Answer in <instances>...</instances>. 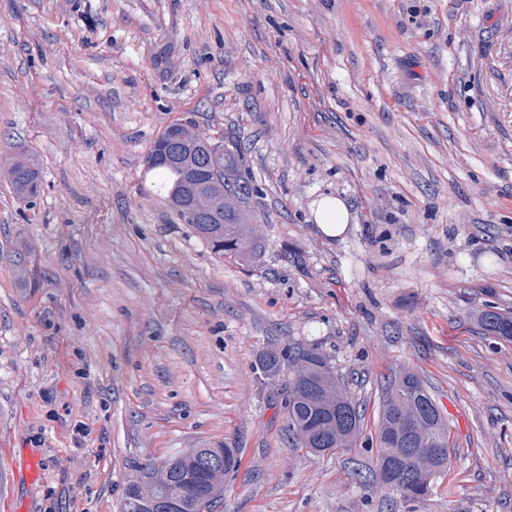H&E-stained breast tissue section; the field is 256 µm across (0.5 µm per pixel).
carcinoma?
I'll return each mask as SVG.
<instances>
[{"instance_id": "1", "label": "carcinoma", "mask_w": 512, "mask_h": 512, "mask_svg": "<svg viewBox=\"0 0 512 512\" xmlns=\"http://www.w3.org/2000/svg\"><path fill=\"white\" fill-rule=\"evenodd\" d=\"M240 149L216 147L212 165L224 168V185L206 190L224 193V223L194 224L187 213L175 209L179 220L189 225L214 252L234 261L248 262L259 248L255 225L251 224L248 201L256 187L239 168ZM167 175V198L181 187L185 168L155 165ZM18 197L37 195L39 174L28 158H15L4 172ZM480 327L503 340H512V315L484 310L478 315ZM303 359L305 373L294 363ZM260 371L275 376L287 371L288 438L315 455L349 448L362 426L363 411L345 383L336 375L327 357L314 346L272 348L261 355ZM442 451V470L449 462L448 427L435 400L421 379L405 373L383 389L377 422L376 463L399 455L406 448H427L429 441ZM231 472L241 465L237 448H181L158 460L135 467L122 499L121 512H153L156 501L168 497L178 502L179 512H210L224 498V464ZM407 502L423 500L429 487L419 481L416 467L410 465L401 481L392 486Z\"/></svg>"}]
</instances>
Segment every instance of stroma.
Returning a JSON list of instances; mask_svg holds the SVG:
<instances>
[{"mask_svg": "<svg viewBox=\"0 0 512 512\" xmlns=\"http://www.w3.org/2000/svg\"><path fill=\"white\" fill-rule=\"evenodd\" d=\"M181 121L242 147L251 264L146 164ZM13 156L41 189L0 176V512H119L135 465L202 443L241 451L215 512H512V341L476 322L512 313V0H0ZM297 345L363 404L353 447L289 442L257 366ZM407 371L450 435L415 504L354 478ZM18 197L30 199L37 195L39 174L35 163L28 158H15L4 172ZM31 197V198H33ZM349 210L344 200L336 196H322L314 210L315 224L329 237L339 235L347 224Z\"/></svg>", "mask_w": 512, "mask_h": 512, "instance_id": "35a3bbf8", "label": "stroma"}]
</instances>
